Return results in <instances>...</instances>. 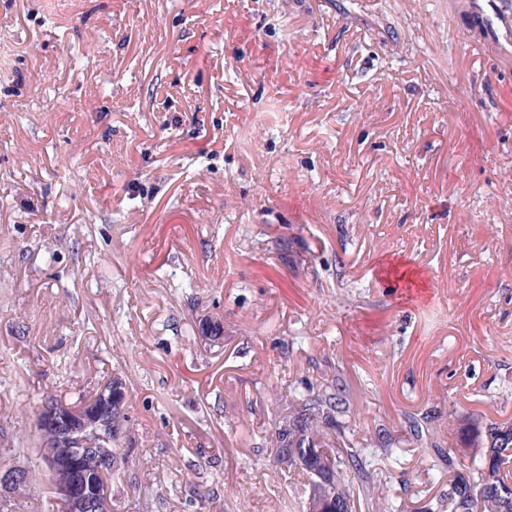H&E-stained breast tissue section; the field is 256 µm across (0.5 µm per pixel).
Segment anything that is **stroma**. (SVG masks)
<instances>
[{"label": "stroma", "instance_id": "35a3bbf8", "mask_svg": "<svg viewBox=\"0 0 512 512\" xmlns=\"http://www.w3.org/2000/svg\"><path fill=\"white\" fill-rule=\"evenodd\" d=\"M464 2L0 0V449L33 475L15 512L53 493L29 446L43 394L116 375L117 512H300L270 395L339 369L360 437H404V411L441 435L512 415V60L462 43ZM372 464L404 512L448 490L443 464Z\"/></svg>", "mask_w": 512, "mask_h": 512}]
</instances>
